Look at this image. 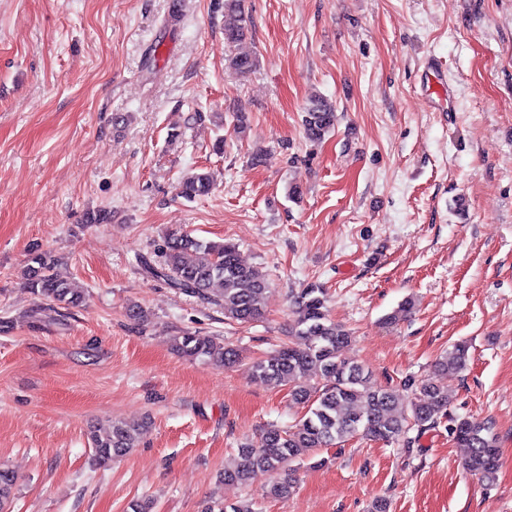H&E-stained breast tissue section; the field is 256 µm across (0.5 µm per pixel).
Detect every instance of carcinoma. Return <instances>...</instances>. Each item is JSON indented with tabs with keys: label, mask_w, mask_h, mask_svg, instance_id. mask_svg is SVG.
Wrapping results in <instances>:
<instances>
[{
	"label": "carcinoma",
	"mask_w": 512,
	"mask_h": 512,
	"mask_svg": "<svg viewBox=\"0 0 512 512\" xmlns=\"http://www.w3.org/2000/svg\"><path fill=\"white\" fill-rule=\"evenodd\" d=\"M224 42L226 66L244 77L256 67L255 55L240 50L251 39L252 28L245 0H224ZM306 138L319 143L336 126V104L313 96L302 119ZM211 175L200 169L179 184V194L192 201L209 195ZM61 258L38 248L31 249L22 271L24 287L51 306L69 309L82 305L83 291L59 271ZM141 273L164 281L180 294L224 311V318L240 324H255L266 317L265 297L269 283L258 270L244 264L235 244L206 241L182 230H171L157 245L154 255L137 258ZM415 302L403 300L384 317L393 324L411 314ZM293 326L288 341L253 364L254 374L274 387L286 386L293 400L306 408L294 424L272 425L264 432L262 444H242L237 459L224 468V483L243 486L251 474L262 470L273 474L270 497L285 499L294 491L293 464L356 436L402 443L404 452H413L422 434L443 422L448 433L466 448L465 469L479 479L494 480L499 462L498 438L491 421L457 417L448 389L424 379H406L398 385L381 386L371 372L347 356L352 336L334 322L327 310L324 289L311 285L294 301ZM178 352L192 359H207L229 367L239 359L232 347L208 336L185 333L174 337ZM470 359L469 346L460 341L434 364L437 371H461ZM138 428L112 422L102 433L90 434L94 461L107 466L135 448ZM16 477L0 466V512H8L14 498ZM201 512H259L243 501L207 503Z\"/></svg>",
	"instance_id": "1"
}]
</instances>
